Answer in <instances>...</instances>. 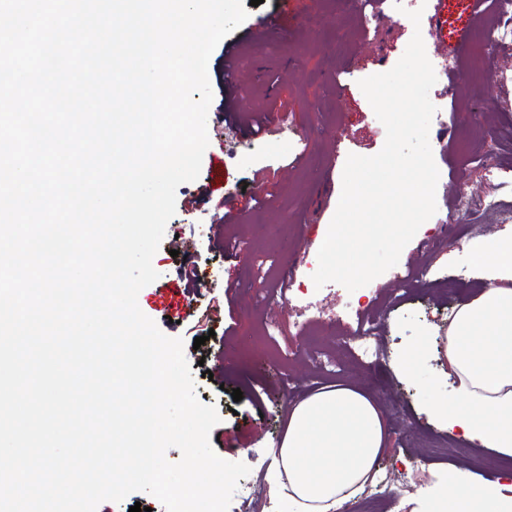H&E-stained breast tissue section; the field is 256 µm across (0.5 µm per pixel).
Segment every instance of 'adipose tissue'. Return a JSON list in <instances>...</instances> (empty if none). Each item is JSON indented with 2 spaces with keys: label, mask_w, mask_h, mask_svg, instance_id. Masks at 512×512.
<instances>
[{
  "label": "adipose tissue",
  "mask_w": 512,
  "mask_h": 512,
  "mask_svg": "<svg viewBox=\"0 0 512 512\" xmlns=\"http://www.w3.org/2000/svg\"><path fill=\"white\" fill-rule=\"evenodd\" d=\"M496 285L462 305L448 325L445 356L457 381L448 399L432 394L427 414L449 435L512 455V237L491 235L473 247ZM388 426L374 398L339 382L293 403L266 481L276 512H338L375 477ZM433 512H512L498 482L448 478Z\"/></svg>",
  "instance_id": "obj_1"
}]
</instances>
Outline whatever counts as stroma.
<instances>
[{"mask_svg": "<svg viewBox=\"0 0 512 512\" xmlns=\"http://www.w3.org/2000/svg\"><path fill=\"white\" fill-rule=\"evenodd\" d=\"M355 5L340 0H262L248 9L243 24L226 38L239 45L233 84L224 77V49L212 53L208 74L213 99L207 116L209 145L197 180L176 191V210L153 257L157 279L141 289L138 305L167 336L182 339L197 396L215 406L221 417L211 447L222 459L249 466L247 482L260 484L272 465V448L285 431L289 405L313 389L349 379L363 384L378 400L389 423L388 446L379 469L388 483L366 486L354 501L357 512H428L447 473L464 483L497 481L500 456L479 442L450 436L425 412L428 385L455 397L448 376L444 336L457 309L490 284L475 267L470 246L493 234H512V184L486 182L477 159L490 157L512 170V44L493 56L479 54L481 32L495 27L487 13L462 63L456 83L440 78L430 91L438 115L430 128V145L440 172L437 211L401 252L399 264L419 271L410 284L385 272L355 291L327 283L309 288L305 298L276 290L292 252L317 254L320 233L337 208L336 194L324 182H341L345 156L333 157V135H342L347 153L371 156L386 139L383 124L358 86L368 76L389 71L403 55L414 32L425 48H437L429 24L414 28L399 19L385 0L369 36L353 21ZM277 18L276 28L255 40L251 28ZM300 67L289 72L292 57ZM478 112L477 121L464 117ZM276 117L288 133L251 136L253 116ZM262 201H255L258 183ZM467 195L468 208L457 206ZM233 199L238 217L224 221V201ZM449 224L448 237L432 227ZM238 242L225 253V241ZM470 272L458 280V270ZM208 276L212 284L196 287L188 272ZM374 300L363 315L374 327L383 362L371 370L355 361L331 367L340 356V340L355 327L359 304ZM311 301L306 320L295 317ZM322 311L340 313L341 321L324 325ZM273 328L279 349L292 356L285 374H277L269 356L230 358L240 338L258 337L260 326ZM206 342L195 345L196 337ZM419 350L416 374L408 378L396 367L399 357ZM211 378H203V370ZM243 398L234 401L232 393ZM419 468L420 481L409 479Z\"/></svg>", "mask_w": 512, "mask_h": 512, "instance_id": "stroma-1", "label": "stroma"}]
</instances>
